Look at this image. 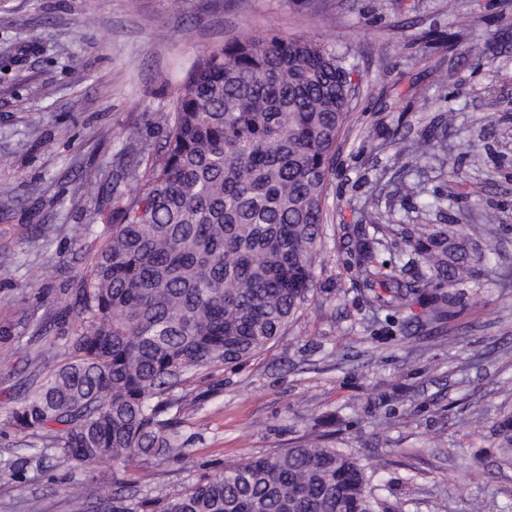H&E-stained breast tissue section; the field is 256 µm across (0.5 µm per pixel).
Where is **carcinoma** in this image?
Here are the masks:
<instances>
[{
  "mask_svg": "<svg viewBox=\"0 0 512 512\" xmlns=\"http://www.w3.org/2000/svg\"><path fill=\"white\" fill-rule=\"evenodd\" d=\"M345 56L310 36L239 35L198 59L173 108L160 114L164 151L132 157L112 187V223L75 298L51 319L65 360L12 411L42 440L31 456L0 459L24 473L52 454L63 465L100 460L189 463L176 439L175 390L190 373L245 362L300 316L314 286L336 140L352 112ZM451 112L428 137L402 138L410 161L448 150ZM352 242L372 314L405 331L448 319L450 289L476 279L497 253L468 247L454 224H374ZM401 264L378 261L390 238ZM512 468V411L493 429ZM358 450L305 441L224 466L183 492L114 498L96 512H389Z\"/></svg>",
  "mask_w": 512,
  "mask_h": 512,
  "instance_id": "cac0c4a2",
  "label": "carcinoma"
}]
</instances>
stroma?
I'll list each match as a JSON object with an SVG mask.
<instances>
[{"mask_svg": "<svg viewBox=\"0 0 512 512\" xmlns=\"http://www.w3.org/2000/svg\"><path fill=\"white\" fill-rule=\"evenodd\" d=\"M311 35L339 51L360 93L336 142L315 287L302 315L246 363L191 381L176 413L186 468L140 465L135 497L174 496L224 464L326 436L370 463L390 512H489L512 503L491 427L512 409V290L496 276L462 286L442 332L403 335L372 316L348 241L365 210L395 224H482L512 268V0H0V458L36 440L10 423L32 378L65 359L42 332L100 245L89 220H112L113 185L136 133L160 152L186 72L240 34ZM453 111L447 155L410 163L401 136ZM484 162L473 167L469 150ZM420 194L393 196L394 183ZM97 187L96 195L85 192ZM441 199V214L425 203ZM108 461L20 475L0 470V512H89L116 486Z\"/></svg>", "mask_w": 512, "mask_h": 512, "instance_id": "1", "label": "stroma"}]
</instances>
